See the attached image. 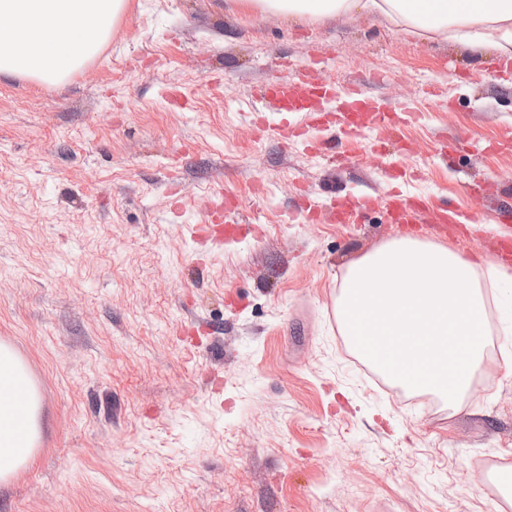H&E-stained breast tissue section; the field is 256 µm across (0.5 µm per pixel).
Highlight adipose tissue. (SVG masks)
Instances as JSON below:
<instances>
[{"label": "adipose tissue", "mask_w": 512, "mask_h": 512, "mask_svg": "<svg viewBox=\"0 0 512 512\" xmlns=\"http://www.w3.org/2000/svg\"><path fill=\"white\" fill-rule=\"evenodd\" d=\"M259 12L322 20L375 13L423 37L512 59V0H246ZM125 0H0V77L59 81L92 58ZM37 398L14 352L0 345V481L33 457Z\"/></svg>", "instance_id": "obj_1"}]
</instances>
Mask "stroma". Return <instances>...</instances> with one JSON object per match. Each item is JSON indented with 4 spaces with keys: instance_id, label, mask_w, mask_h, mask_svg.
Returning a JSON list of instances; mask_svg holds the SVG:
<instances>
[{
    "instance_id": "stroma-1",
    "label": "stroma",
    "mask_w": 512,
    "mask_h": 512,
    "mask_svg": "<svg viewBox=\"0 0 512 512\" xmlns=\"http://www.w3.org/2000/svg\"><path fill=\"white\" fill-rule=\"evenodd\" d=\"M382 19L256 14L240 0H126L63 81L0 78V344L39 397L33 461L0 512H512V286L455 409L380 392L338 323L348 265L413 235L500 264L512 224V71ZM307 71L360 83L399 128L336 164L256 133L255 89ZM433 198L484 223L409 229L382 207L308 224L295 208L361 193ZM232 201L244 227L192 234Z\"/></svg>"
}]
</instances>
